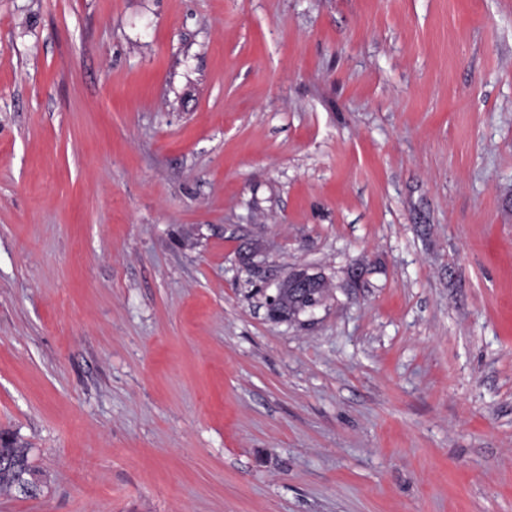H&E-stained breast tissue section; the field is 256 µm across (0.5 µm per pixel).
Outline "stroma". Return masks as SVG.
Here are the masks:
<instances>
[{
	"label": "stroma",
	"mask_w": 512,
	"mask_h": 512,
	"mask_svg": "<svg viewBox=\"0 0 512 512\" xmlns=\"http://www.w3.org/2000/svg\"><path fill=\"white\" fill-rule=\"evenodd\" d=\"M1 428L0 512H512V0H0ZM318 274L319 273H310L306 269H300L297 270V273L294 275L289 276V278L288 276L285 280L283 278L277 288V293L274 296L269 297L270 303L273 304L276 301L278 296V289L288 288V282L292 287H310L314 284L312 294L316 297V299L311 302H303L302 298L295 295L292 290H288L283 295L282 306L280 308H276V306L272 307V310L274 311V313H271L272 318L275 320H280L275 312L282 309L283 313L288 316V321L296 320L300 314L306 312L309 309H312L313 306L316 307L320 305L327 297L328 288H326L324 279L318 281L315 284ZM20 479L27 480L32 485L33 489L36 490L38 481L40 484L42 482V474L32 465L29 458V448L19 444L11 431L1 430L0 490H16Z\"/></svg>",
	"instance_id": "obj_1"
}]
</instances>
